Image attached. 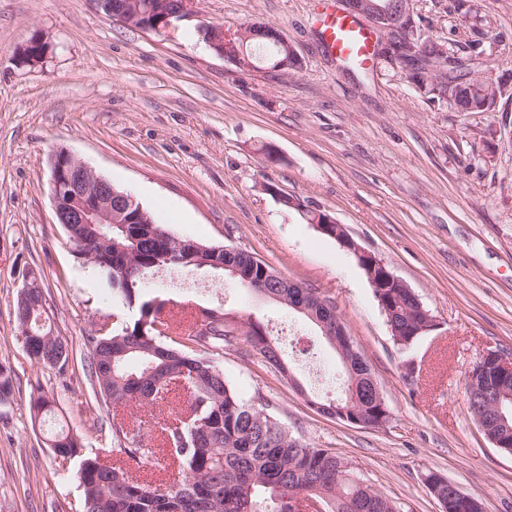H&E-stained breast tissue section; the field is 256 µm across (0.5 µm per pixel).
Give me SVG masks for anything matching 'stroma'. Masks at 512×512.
<instances>
[{
  "label": "stroma",
  "mask_w": 512,
  "mask_h": 512,
  "mask_svg": "<svg viewBox=\"0 0 512 512\" xmlns=\"http://www.w3.org/2000/svg\"><path fill=\"white\" fill-rule=\"evenodd\" d=\"M318 0H196L168 29H135L95 0H0V363L14 371L0 406V512H62L82 494L61 474L51 432L111 448L108 410L83 365L93 322L112 293L56 220L49 155L64 149L133 195L181 240L246 249L329 298L391 414L381 429L320 414L343 395V366L319 330L278 302L208 268L179 285L157 272L146 291L269 324L289 376L259 355L229 351L225 377L264 399L303 442L331 448L405 512H440L424 476L437 471L512 512V455L485 438L464 394L484 353L512 356V0H413L422 32L504 88L490 112H460L421 91L395 60L344 66L313 22ZM264 22L296 49L301 69L242 71L201 40L200 23ZM46 41L41 62L17 50ZM280 160H266L268 150ZM329 213L412 289L436 327L401 351L357 257L284 208L263 186ZM41 279L66 375L32 363L14 309L28 272ZM54 397L30 421L33 393Z\"/></svg>",
  "instance_id": "obj_1"
}]
</instances>
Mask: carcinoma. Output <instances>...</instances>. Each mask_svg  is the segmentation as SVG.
I'll return each mask as SVG.
<instances>
[{
    "label": "carcinoma",
    "instance_id": "obj_1",
    "mask_svg": "<svg viewBox=\"0 0 512 512\" xmlns=\"http://www.w3.org/2000/svg\"><path fill=\"white\" fill-rule=\"evenodd\" d=\"M263 50L265 63L276 70L287 59L267 32L245 42L244 56L254 62L253 51ZM447 79L456 83L451 103L459 112H488L494 108L484 94L485 83L473 71ZM68 239L77 248L83 264L91 266L112 290L115 303L138 309L131 321L115 326L97 324L86 342L88 375L95 398L112 407V464L106 466L94 455L81 458L77 470L82 498L75 512H293V501L305 494L321 502L324 512H400L401 506L366 484L352 464L331 448H316L302 442L268 411V404L245 401L224 377L215 358L246 336L254 352L266 363L286 373L277 347L263 324H250L244 331L226 314L202 308L193 315L185 332L175 326L166 311L168 300L144 295V282L156 270L175 268L192 271L195 260H211L228 273L226 264L241 268L234 276L259 279L267 264L244 250L235 255L224 246L198 244L193 252L177 250L166 225L154 222L144 211L140 224H77ZM384 303L395 311L388 322L393 341L408 350L417 340L405 335L408 321L420 317L419 303L400 288L383 289ZM270 299L283 305L305 303L321 319L335 310L330 300L311 288H272ZM45 295L37 278L17 300L16 330L25 334L28 357L44 367L66 372L68 344L47 323ZM346 376L345 396L327 404L346 406L348 393H357L366 419L389 423L391 416L373 404L363 375L366 363L356 348L339 355ZM13 371L0 364V403L13 395ZM168 404L173 419L158 429L159 447L167 449L164 464L155 462V449L143 432L144 422L126 417L121 409L154 410ZM54 401L38 394L31 397V418L51 410ZM498 424L505 442L512 443V386L500 395V410L489 411L485 423ZM50 448L60 469L79 456V435L60 430L50 439ZM425 483L433 496L448 502V478L431 471Z\"/></svg>",
    "mask_w": 512,
    "mask_h": 512
}]
</instances>
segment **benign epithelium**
I'll list each match as a JSON object with an SVG mask.
<instances>
[{
    "label": "benign epithelium",
    "instance_id": "1",
    "mask_svg": "<svg viewBox=\"0 0 512 512\" xmlns=\"http://www.w3.org/2000/svg\"><path fill=\"white\" fill-rule=\"evenodd\" d=\"M344 2L348 12L367 20L371 28L387 35L382 47L383 54L404 65L412 59L417 60L416 67L433 81L446 75L447 49H442V57L432 59L423 57L392 39L393 32L401 28L412 29V0H399L394 9L390 8L386 0ZM191 4L192 0H181L179 9L173 12L169 7L163 10L151 4L143 5L140 0H114L107 14L133 28L162 30L171 26L173 21L191 14ZM199 30L209 31L206 44L218 56L238 66L245 64L241 44L250 37L249 26L226 29L220 24L204 23L199 26ZM40 44V39L29 41L19 52V62L25 65L40 62L43 55L33 52ZM247 68H252V65H247ZM50 171L57 223L66 227L70 224H115L121 220L135 224L139 221L141 211L135 210V199L132 196L116 192L108 180L69 152L63 149L53 152L50 157ZM316 228L331 232L344 248L357 256L372 288L406 287L381 258L362 249L333 217L326 216L323 223L316 225ZM490 368L494 369L496 382L512 381V357L496 352L481 355L468 375L475 372L480 374Z\"/></svg>",
    "mask_w": 512,
    "mask_h": 512
}]
</instances>
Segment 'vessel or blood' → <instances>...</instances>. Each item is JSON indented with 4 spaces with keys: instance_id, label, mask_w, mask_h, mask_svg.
Segmentation results:
<instances>
[{
    "instance_id": "1",
    "label": "vessel or blood",
    "mask_w": 512,
    "mask_h": 512,
    "mask_svg": "<svg viewBox=\"0 0 512 512\" xmlns=\"http://www.w3.org/2000/svg\"><path fill=\"white\" fill-rule=\"evenodd\" d=\"M322 44L328 54L351 59L358 65H370L374 59L372 30L347 14L337 0H323L318 19Z\"/></svg>"
}]
</instances>
